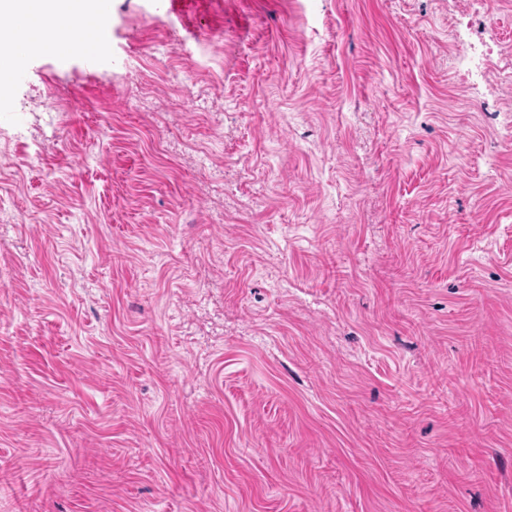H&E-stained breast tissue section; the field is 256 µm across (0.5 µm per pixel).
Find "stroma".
I'll use <instances>...</instances> for the list:
<instances>
[{
	"mask_svg": "<svg viewBox=\"0 0 512 512\" xmlns=\"http://www.w3.org/2000/svg\"><path fill=\"white\" fill-rule=\"evenodd\" d=\"M471 2L112 0L105 56L29 57L0 512H512V84L450 69ZM29 111L32 112H48L49 120L45 126H38L30 129H23L18 132V136L26 138L35 147V153L40 152L43 145L45 144L46 134L45 131L49 130L51 133L59 131L63 124V111L59 106L57 109H48L41 102H32L29 105ZM55 112V113H52Z\"/></svg>",
	"mask_w": 512,
	"mask_h": 512,
	"instance_id": "35a3bbf8",
	"label": "stroma"
}]
</instances>
